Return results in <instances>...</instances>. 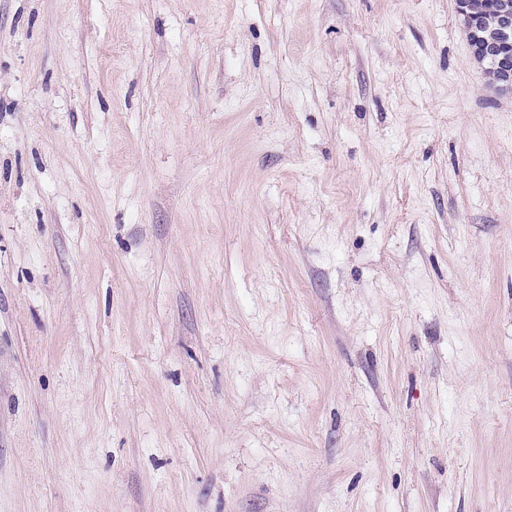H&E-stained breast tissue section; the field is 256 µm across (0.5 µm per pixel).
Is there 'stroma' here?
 I'll use <instances>...</instances> for the list:
<instances>
[{
  "mask_svg": "<svg viewBox=\"0 0 512 512\" xmlns=\"http://www.w3.org/2000/svg\"><path fill=\"white\" fill-rule=\"evenodd\" d=\"M0 512H512L456 0H0Z\"/></svg>",
  "mask_w": 512,
  "mask_h": 512,
  "instance_id": "35a3bbf8",
  "label": "stroma"
}]
</instances>
